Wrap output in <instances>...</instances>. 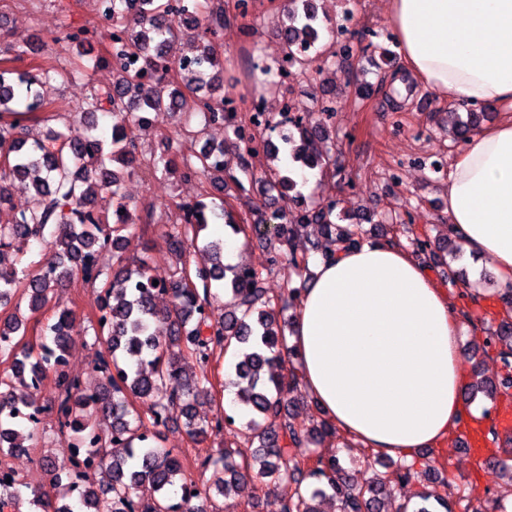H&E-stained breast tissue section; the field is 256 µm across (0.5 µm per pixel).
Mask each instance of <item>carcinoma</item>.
Returning <instances> with one entry per match:
<instances>
[{"label":"carcinoma","mask_w":512,"mask_h":512,"mask_svg":"<svg viewBox=\"0 0 512 512\" xmlns=\"http://www.w3.org/2000/svg\"><path fill=\"white\" fill-rule=\"evenodd\" d=\"M101 17L113 27L108 56L116 73L112 86L89 94L83 109L85 129H50L41 138L30 137L28 124L44 120L51 111L39 87L56 76L68 81L72 73L55 68H39L12 80L11 70L0 68V306L18 297L30 313L44 310L55 291L75 277L88 276L87 262L107 249L117 263L106 274L103 298L94 318L93 343L104 351L92 368L96 376L95 393L87 396L82 381L60 372L51 360L72 347L66 327L74 321L69 309L55 313L45 327L49 342L34 347L17 339L26 317L15 311L0 319V336L11 343L0 354L10 366L0 374V450L29 452L38 447L35 429L25 425L22 411L33 407L31 380L53 376L51 411L60 433L68 434L75 445H83L94 435V452L107 479L99 481L96 472L85 469L84 461H74L76 477L82 481L79 499L70 496L62 477L69 473L49 456L42 458L49 479L48 489H33L22 497L19 483L0 481V512H206L211 494L228 497L254 480L288 478L296 484L294 494L283 504L282 512H321L316 502L326 496L336 501V512H381V496L393 497L408 477V467L399 465L377 475L366 487L354 484L342 459L323 456L315 446L336 433L327 420L300 425L294 421L300 385L295 370L288 375L273 372L293 358L285 330L291 329L293 316L285 313L297 307L302 288L292 287L275 299L266 287L267 274L283 267L298 276L310 274L316 255L327 256L318 235L344 247L360 243L362 226L343 223L345 216L335 212V204L309 207L305 204L297 173L324 172L331 157L319 148L326 138L330 106L318 102L323 121L310 125L289 121L290 128L280 142L264 141L265 151H256L241 139L244 121L234 112L224 115V98L212 93L198 95L203 76L210 70H224V56L216 41L224 29V9L213 0H99ZM285 22L278 29L284 54L272 67L255 63L249 77L260 87L258 76L283 74L284 65L307 69L336 56L335 41L321 45L324 35L318 22L317 0H288ZM191 32L186 50L173 54L179 33ZM78 33L65 36V50L84 59L88 52ZM141 60L140 68H130L131 57ZM193 96L194 110L210 126L221 121L231 127L235 142L203 149L196 155L181 156L184 174L210 182L233 197L256 189H274L288 202L291 211L285 223L273 225L279 248L269 252L265 271L242 269L224 264V241L200 239V233L215 215L223 217L233 234H246L231 208H215L203 201L176 204L179 222L168 225L163 236L171 252L182 257L180 265L165 277L162 290L171 305L160 311L153 298V269L149 245L129 261L124 249L141 231L132 218L133 204L122 194L123 174L134 172L142 155L135 134L144 126L145 115L170 112L187 104ZM112 116L111 140L92 133L94 116ZM483 113L469 109L466 118L453 127L456 142H465L480 128ZM163 151L152 159L153 168L172 169V140L161 141ZM263 154L283 155L290 165L283 169L258 170L251 159ZM16 180L29 181L27 208L10 207L9 187ZM112 198V217L95 211V196ZM38 244L49 249L45 261L51 275L42 270L30 274L18 268L12 252L14 244ZM414 252L429 253L442 264L452 244V233L438 242L415 238ZM208 256L200 264L183 260L190 249ZM223 283L229 297L224 315H215L212 285ZM504 316L496 327L480 326L483 345H496L504 333L512 335V286L500 293ZM167 323V335L158 336L154 324ZM233 351V378L236 388L233 410L223 411L213 420L199 418L198 389L209 382L215 351ZM497 356L501 374L486 377L476 369L465 389V399L477 394L494 402L512 391V342L503 345ZM196 362L199 374L189 373L184 361ZM136 400L148 402L147 415L133 409ZM182 416L193 441L201 443L212 429H223L225 438H235L248 430V446L237 442L217 453L196 458L202 472L212 471L202 488L186 476L180 452L160 444V427ZM398 512H455L448 495L433 489L418 495L415 504L402 503Z\"/></svg>","instance_id":"obj_1"}]
</instances>
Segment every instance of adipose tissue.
<instances>
[{
	"mask_svg": "<svg viewBox=\"0 0 512 512\" xmlns=\"http://www.w3.org/2000/svg\"><path fill=\"white\" fill-rule=\"evenodd\" d=\"M404 62L393 84L421 86L506 119L474 133L448 172V222L467 251L512 285V0H387ZM294 331L301 383L338 431L375 455L413 460L482 407L462 397L452 297L411 250L363 237L315 257Z\"/></svg>",
	"mask_w": 512,
	"mask_h": 512,
	"instance_id": "obj_1",
	"label": "adipose tissue"
}]
</instances>
